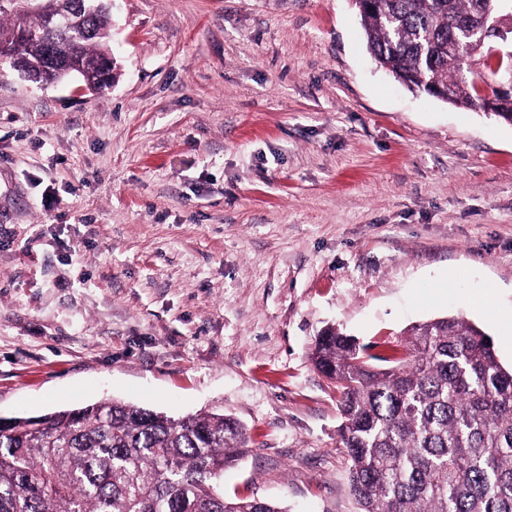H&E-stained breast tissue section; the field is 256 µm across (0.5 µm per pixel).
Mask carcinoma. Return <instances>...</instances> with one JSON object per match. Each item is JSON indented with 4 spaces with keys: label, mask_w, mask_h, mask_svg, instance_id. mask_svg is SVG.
<instances>
[{
    "label": "carcinoma",
    "mask_w": 512,
    "mask_h": 512,
    "mask_svg": "<svg viewBox=\"0 0 512 512\" xmlns=\"http://www.w3.org/2000/svg\"><path fill=\"white\" fill-rule=\"evenodd\" d=\"M367 52L409 90L492 113L512 124L504 65L466 22L476 10L498 26L512 0H353ZM8 65L31 68L16 48L36 15L0 11ZM84 24L93 36L58 34L60 62L113 60L111 12ZM399 356L366 353L330 328L311 354L340 393V444L351 461L358 512H512V367L488 333L458 317L404 331ZM248 451L237 420L203 412L181 419L117 400L40 416L0 417V512H285L258 497L224 493V469Z\"/></svg>",
    "instance_id": "1"
}]
</instances>
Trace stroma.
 Here are the masks:
<instances>
[{
	"instance_id": "35a3bbf8",
	"label": "stroma",
	"mask_w": 512,
	"mask_h": 512,
	"mask_svg": "<svg viewBox=\"0 0 512 512\" xmlns=\"http://www.w3.org/2000/svg\"><path fill=\"white\" fill-rule=\"evenodd\" d=\"M115 82L0 71V417L221 411L224 490L357 512L330 326L483 325L512 365V125L410 92L351 0H115Z\"/></svg>"
}]
</instances>
